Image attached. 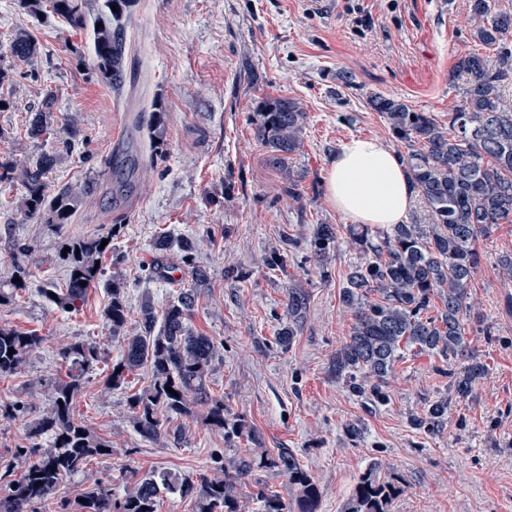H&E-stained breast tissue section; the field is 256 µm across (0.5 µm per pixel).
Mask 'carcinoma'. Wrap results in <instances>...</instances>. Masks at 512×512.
Listing matches in <instances>:
<instances>
[{
	"mask_svg": "<svg viewBox=\"0 0 512 512\" xmlns=\"http://www.w3.org/2000/svg\"><path fill=\"white\" fill-rule=\"evenodd\" d=\"M130 3L101 0L91 21L84 0H23L32 11L51 8L74 29L94 26L97 71L102 80L114 85L124 81L123 16ZM469 8L472 19L479 21L474 38L493 48V55L474 53L457 61L453 79L463 83V100L458 110L448 113V126L398 98L380 94L370 98L372 109L382 114L392 137L408 150L409 174L428 223L394 224L377 241L369 237L367 225H362L353 240L365 258L351 269L340 292V302L352 314L353 322L348 339L336 350V371L347 378L352 392L384 398L383 384L404 349L463 361L450 393L430 402L423 415L414 418L417 428L443 425L450 397H468L487 374V367L471 355L466 332L472 309L470 288L479 265L476 242L512 219V100L502 92L504 84L512 82V13L497 10L495 0H470ZM10 52L30 61L39 55V48L33 37L21 30L14 33ZM53 100L54 92L47 91L41 108L31 113V138L39 139L52 130ZM305 120L299 102L277 97L262 105L255 123L258 142L284 167L288 196L296 199L298 177L285 167V161L301 148ZM56 159L43 154L21 167L0 162V181L18 179L25 188L27 214L60 226L70 223L81 200L97 189V181L49 193L45 175ZM337 242L338 232L332 225H318L311 240L315 257L325 258ZM101 243L100 237L64 243L70 248L65 257L66 287L43 289L44 294L57 296L54 303L58 307H74L89 288L101 283L103 272L96 262L110 249L108 245L99 249ZM206 282L204 272L196 273L193 287L182 290L160 317L151 304H143L139 332L133 336L124 335L128 310L123 288L116 281L107 284L111 298L105 319L112 335L122 337L124 348L106 384L116 389L131 372L148 374V389L133 397L130 408L137 432L156 442L170 437L158 415L161 407L170 414L186 415L200 406L205 408L206 424L224 430L228 439L247 434L243 421L232 417L224 401L211 396L209 374L217 356L215 341L189 326L198 290ZM435 297L440 299L441 309L430 316ZM307 300L303 291L292 288L288 292L286 320L278 333L279 343L286 348L305 319ZM40 342L36 335L0 326V377L20 372L26 354ZM10 349L15 353L8 354ZM98 357L97 347L81 341L62 350L61 358L69 364L70 373L67 380L55 385L50 409L34 423L32 442L22 450L15 449L14 459L0 458V476L4 478L14 475V460H31L19 478L10 481L12 489L0 498V512H37V505L55 497L65 478L83 472L97 457L112 455L110 444L73 414L81 374ZM42 436L51 439V447H41L38 438ZM216 464L217 474L202 475L197 481L165 471L145 473L119 498L112 483L98 481L81 494L85 502L78 501L74 507L77 512H157L159 496L166 491L192 500L194 512H240L241 490L254 473L282 469L295 489L293 505H287L276 492L261 490L257 494L261 512H317V487L286 448L275 455H221ZM380 469L381 464L375 462L359 478L342 512H390L403 483L395 475L381 477ZM74 507L61 499L56 512H72Z\"/></svg>",
	"mask_w": 512,
	"mask_h": 512,
	"instance_id": "1",
	"label": "carcinoma"
}]
</instances>
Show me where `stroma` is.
I'll list each match as a JSON object with an SVG mask.
<instances>
[{
    "label": "stroma",
    "mask_w": 512,
    "mask_h": 512,
    "mask_svg": "<svg viewBox=\"0 0 512 512\" xmlns=\"http://www.w3.org/2000/svg\"><path fill=\"white\" fill-rule=\"evenodd\" d=\"M123 22L126 79L113 86L95 69L91 29L34 15L21 0H0V69L10 74L0 85V161L22 166L55 152L49 189L102 182L71 222L57 227L25 213L20 182L0 181V286L12 293L0 306V324L41 338L19 373L0 378V402L28 408L19 418L0 411V456L29 445L31 424L50 408L55 381L68 374L60 352L79 340L98 346L100 359L83 376L74 415L110 442L112 454L66 481L60 493L69 499L106 476L119 496L136 473L196 479L211 474L214 451L230 446L240 455L291 449L318 485V512H342L377 459L406 483L391 512H512V279L500 267L512 255V223L477 243L466 332L488 374L469 397L449 403L442 428L420 431L410 419L447 393L459 360L405 351L384 402L372 405L350 391L335 365L352 325L339 293L364 253L326 199L328 163L353 136L395 146L369 104L373 95L404 100L447 123L463 100L451 79L456 62L488 52L471 36L469 0H132ZM20 29L39 44L33 61L9 50ZM342 70L352 73V86L337 84ZM49 89L56 92L57 129L42 142L29 138L28 124ZM270 97L296 99L306 113L292 160L300 177L296 200L254 136L256 113ZM156 111L163 116L158 149L148 127ZM71 123L82 136L59 153ZM118 126L137 158L123 190L112 174ZM320 224L336 226L339 235L324 262L310 250ZM105 234L112 248L101 268L124 285L128 333L138 331L144 302L163 311L193 286L197 270L206 272L190 325L218 346L212 396L252 437L227 442L198 413L171 420L178 437L163 444L136 432L129 398L150 379L140 370L119 389L105 387L122 349L104 318L107 288H89L66 310L42 293L65 286L64 241ZM165 238L172 247L158 251ZM160 259L182 273L180 283L159 276ZM18 261L28 275L16 284ZM292 288L305 290L308 304L285 349L276 338Z\"/></svg>",
    "instance_id": "stroma-1"
}]
</instances>
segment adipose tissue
<instances>
[{
	"mask_svg": "<svg viewBox=\"0 0 512 512\" xmlns=\"http://www.w3.org/2000/svg\"><path fill=\"white\" fill-rule=\"evenodd\" d=\"M325 194L350 223L386 229L407 222L417 191L393 149L377 139L352 137L328 164Z\"/></svg>",
	"mask_w": 512,
	"mask_h": 512,
	"instance_id": "ef3b65f1",
	"label": "adipose tissue"
}]
</instances>
